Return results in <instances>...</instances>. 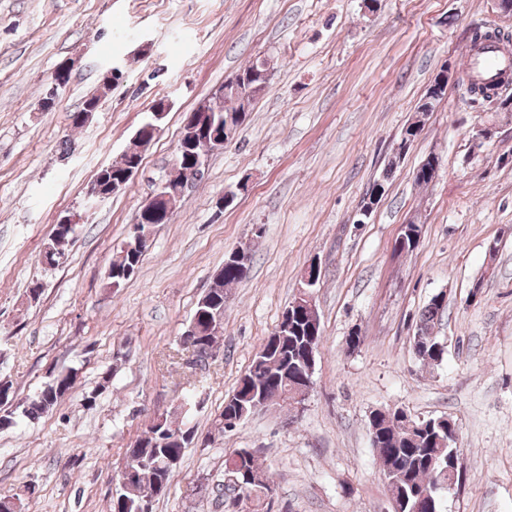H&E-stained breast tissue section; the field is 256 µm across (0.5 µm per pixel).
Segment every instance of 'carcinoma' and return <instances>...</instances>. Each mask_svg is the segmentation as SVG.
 Instances as JSON below:
<instances>
[{
	"mask_svg": "<svg viewBox=\"0 0 512 512\" xmlns=\"http://www.w3.org/2000/svg\"><path fill=\"white\" fill-rule=\"evenodd\" d=\"M512 35L500 29L472 30L470 42L477 47L472 57H479L487 48L496 44H507ZM504 71H499L489 80L471 67L465 72V78L459 81L465 94L474 104L490 106L496 103L500 86L499 78ZM111 89L105 85L99 93L89 96L83 108L68 116L69 125L74 129L83 126L80 114L88 108H99L101 98ZM446 89L437 91L429 89L418 102L415 114L424 117L436 109ZM243 111V105L231 97H224L213 102L214 121L224 126L235 120V114ZM140 157V142L134 140V148L125 152L121 159L108 166V172L116 174L124 171V166L134 158ZM54 237L48 240L54 253H44L50 265L60 263L73 240L75 230L57 224L53 229ZM145 251L133 246V242L123 240L112 255V260L105 274L106 287L117 291L134 275L139 268ZM221 281L215 283L209 292L198 300L191 321L196 323L197 334L183 338L182 348L194 349L199 360L204 361L213 355L218 347L219 328L215 325L216 315L224 313V295L231 288L242 282L249 270L237 266L230 259L224 260ZM445 306L437 296H432L420 314L413 345L416 359L423 365H439L444 360L446 350L443 341L435 336V322L442 315ZM308 323L295 321L288 329V335L279 336L271 333L255 353L251 365L241 376L236 386L239 395L231 401H224V407L214 415L211 427L204 437L212 440L215 435L224 433V421L237 415V412L250 406L252 383L259 382L269 397L281 396L285 390L305 374V347L310 343ZM72 368L50 371L48 380L39 391L31 396L20 398L14 390L13 382L3 381L0 395L5 401L0 403V430H8L20 418L38 420L52 411L71 392L76 380L72 377ZM191 409H186L181 421L171 418V414L156 417L151 427L152 436L142 440L137 435L123 454V459L136 461L135 477L126 486H119L111 496L110 512H140L145 504H153L164 496L161 488H169L176 469L170 467L172 458L182 459L190 441L184 438V427L190 423ZM376 433L371 438L377 461L387 484L390 495L396 498L397 512H445L443 493L449 485L459 486L463 479V466L457 443L450 442V436L458 432L455 420H439L431 417L418 423V429L407 432L402 429L397 413L386 411L377 415L373 421ZM241 468L249 474L250 480L245 485L235 487L223 485L224 512H237L236 506L242 496L250 497L256 506H262L266 492L271 489L272 480L261 468L254 453L239 455Z\"/></svg>",
	"mask_w": 512,
	"mask_h": 512,
	"instance_id": "obj_1",
	"label": "carcinoma"
}]
</instances>
